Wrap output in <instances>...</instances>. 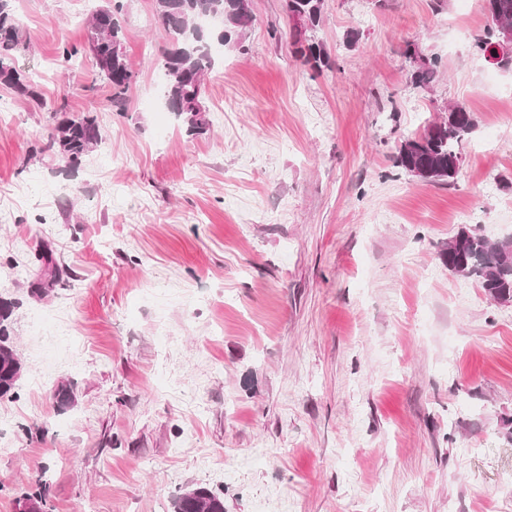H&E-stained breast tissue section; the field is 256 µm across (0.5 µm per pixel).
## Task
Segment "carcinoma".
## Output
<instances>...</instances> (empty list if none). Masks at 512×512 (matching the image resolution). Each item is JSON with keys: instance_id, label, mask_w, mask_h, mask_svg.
<instances>
[{"instance_id": "carcinoma-1", "label": "carcinoma", "mask_w": 512, "mask_h": 512, "mask_svg": "<svg viewBox=\"0 0 512 512\" xmlns=\"http://www.w3.org/2000/svg\"><path fill=\"white\" fill-rule=\"evenodd\" d=\"M491 24L479 37L474 48L482 56L494 52L497 41L496 23L512 24V0H491ZM324 0H288V13L301 12L307 16L308 27L296 29L294 54L313 69L330 66L322 44L307 36L323 21ZM122 0H112L106 9L94 11L87 26L86 40L80 47L65 45L60 50L64 64L90 51L99 43L118 45L119 51L107 55L95 54L93 63L105 81L114 112L127 111V93L137 74L125 51V33L121 24ZM155 13L160 24L169 32L172 45L161 60L167 76L164 93L167 109L187 123L191 135H204L210 130L202 104L205 77L215 68L212 55L214 44L237 46L253 21L250 0H155ZM221 17L223 30L219 34L202 26L205 18ZM26 43L21 19L15 11V0H0V85L20 97L39 99L38 84L26 71L17 67L12 56ZM441 63L437 58L410 74L413 88L425 90L432 85ZM449 118L430 122L423 131L404 138L397 147L395 163L407 172L421 169L418 177L435 182H451L458 175L456 162L463 159L460 145L475 129V119L463 106H451ZM51 128L46 149L52 151L68 169L78 168L83 159L102 141L96 118L89 112L73 113L60 106L50 116ZM448 271L478 281L494 300L512 301V243L497 244L473 230L469 235H456L442 253ZM14 302L0 297V400H12L19 395L23 365L13 345L10 326ZM51 396L61 408L72 403L71 385L60 382L51 388ZM16 512H52L47 486L36 489L15 500ZM175 512H224V497L205 486H196L181 493L174 503Z\"/></svg>"}]
</instances>
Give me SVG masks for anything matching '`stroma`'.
<instances>
[{
	"label": "stroma",
	"mask_w": 512,
	"mask_h": 512,
	"mask_svg": "<svg viewBox=\"0 0 512 512\" xmlns=\"http://www.w3.org/2000/svg\"><path fill=\"white\" fill-rule=\"evenodd\" d=\"M109 2L15 0L42 101L0 88V296L24 365L0 401V512L40 480L54 512H173L196 485L224 512H512V303L441 260L465 225L512 238V73L472 49L484 10L463 33L460 0H324L316 74L283 0H252L194 138L161 101L153 0H124L127 112L89 58L58 63ZM408 42L443 65L429 90ZM456 104L476 128L455 181L397 167ZM61 106L103 135L73 171L42 149Z\"/></svg>",
	"instance_id": "1"
}]
</instances>
